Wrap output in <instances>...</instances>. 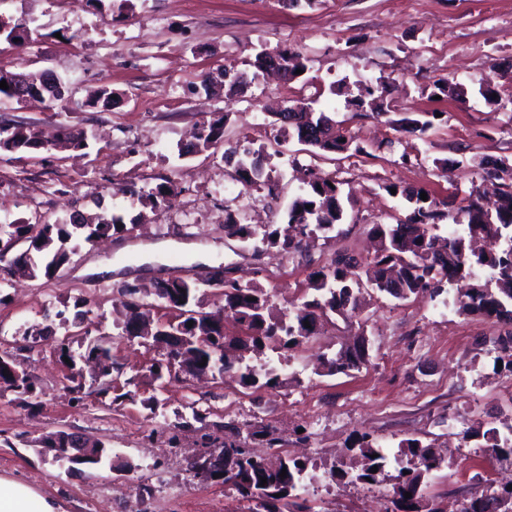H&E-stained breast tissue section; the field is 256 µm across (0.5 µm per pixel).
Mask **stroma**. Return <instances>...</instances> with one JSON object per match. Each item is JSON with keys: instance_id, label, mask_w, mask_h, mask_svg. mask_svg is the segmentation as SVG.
<instances>
[{"instance_id": "stroma-1", "label": "stroma", "mask_w": 512, "mask_h": 512, "mask_svg": "<svg viewBox=\"0 0 512 512\" xmlns=\"http://www.w3.org/2000/svg\"><path fill=\"white\" fill-rule=\"evenodd\" d=\"M0 17L35 19L39 31L15 48L0 40V70L50 72L71 89V103L0 102V123L39 136L64 129L93 135L87 151L0 149V224H37L68 216L75 206L104 208L130 223L129 232L81 247L51 277L18 278L0 269V352L17 356L36 394L21 402L0 393V476L21 481L58 501L62 512H246L228 486L202 481L191 469L194 449L209 439L247 433V447H277L325 471L361 434L394 450L406 439L438 440L446 465L428 495L458 500L480 495L484 478L512 480V460L492 461L484 441L460 434L486 428L512 411V372L496 365L477 337L503 334V323L455 310V287L435 298L374 297L367 320L368 360L360 369L327 375L319 358L352 341L357 325L333 317L300 347L268 353L281 383L253 389L236 380L157 381L149 366L161 351L120 336L114 326L125 286L146 288L144 303L160 317L150 290L158 282L194 279L222 267L254 281L278 309L288 310L308 275L336 251L367 256L369 230L405 217L408 205L385 185L421 188L432 197H466L480 176L476 157L512 159V0H0ZM296 50L306 59L300 78L284 83L256 76L257 54ZM245 74L243 100L227 104L223 89L205 90L202 74ZM384 80L386 115L349 107L337 94ZM489 79L500 102L459 104L434 97L436 83L467 87ZM117 94L111 110L83 109L102 84ZM307 102L364 146L346 158L311 155L283 132L280 104ZM420 112L436 119L424 136L400 133L401 118ZM224 117V143L185 155L182 143L204 121ZM394 148H385V141ZM262 150L265 169L279 184L242 193L225 166L227 146ZM453 160L441 170L439 159ZM340 182L346 218L337 237L310 240L294 254L227 237L226 218L243 224L285 225L286 210L302 193L307 173ZM180 193L172 208L140 214L125 188L151 189L166 180ZM112 266L85 276L89 263ZM82 322H75L76 313ZM55 332L32 335L46 314ZM106 342L118 364L112 389L83 379L82 400L68 390L74 358ZM199 409L189 427L178 416ZM66 431L101 440L121 470L88 465L78 471L40 453L41 440ZM324 512H391V481L336 486L323 496Z\"/></svg>"}]
</instances>
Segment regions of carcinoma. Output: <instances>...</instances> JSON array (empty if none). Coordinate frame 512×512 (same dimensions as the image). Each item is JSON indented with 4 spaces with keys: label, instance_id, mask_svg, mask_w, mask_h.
Listing matches in <instances>:
<instances>
[{
    "label": "carcinoma",
    "instance_id": "cac0c4a2",
    "mask_svg": "<svg viewBox=\"0 0 512 512\" xmlns=\"http://www.w3.org/2000/svg\"><path fill=\"white\" fill-rule=\"evenodd\" d=\"M31 20L22 18L16 23L0 19V39L16 43L21 47L31 34ZM22 77L35 90L32 100L50 108L70 97L69 87L62 81L42 72L20 75L0 71V81H6L9 89L0 88V100L19 101L10 85L14 78ZM246 83L239 77L224 72V96L231 101L244 93ZM438 90L460 103H467L469 97L482 98L488 105L498 104L494 93L496 86L481 82L471 90L462 85L438 86ZM385 86L379 81L360 89V93L350 99L357 109H367L382 116L386 114L384 100ZM114 91L107 86L99 87L88 97L84 106L107 109L112 106ZM296 111L288 113L281 122L288 126V136L309 147V152L362 153L364 148L353 143L340 129L336 121L324 113L315 114L310 107L299 101ZM434 112L419 113L414 117H404L400 127L413 132L426 133L433 127ZM224 142V117L220 116L204 122L198 128L192 141L193 152L201 153ZM22 147V150L36 149L38 140L23 128L0 124V149L9 145ZM60 145L73 149L87 146L86 134L70 130L60 139ZM226 158L236 159L233 177L248 188L263 186L268 194H273L275 184L263 179L262 150L252 156L235 158L236 151L225 152ZM473 167L486 178L499 179L501 184L493 200L485 199L477 189L469 192L464 204H456L450 196L443 200L420 198V189L396 187V194L409 204V213L395 224H375L371 232L377 241L373 258L368 262L359 260L347 251L336 252L335 257L325 266L313 270L308 275V286L287 314L275 311L271 296L260 286L237 279L224 282L217 293L222 309L236 319L243 335L229 338L222 331V321L217 314L202 307L205 289L209 280L201 279L186 283L172 280L156 289V297L163 300L168 296L173 303L187 295L190 302L179 309L174 319L151 323L144 318L141 308L144 303L137 297L138 290L128 288L125 296L122 321L119 323L121 335L142 336L145 343L154 346L166 341L168 336L178 337V347L166 348L164 358L149 367L151 376L161 380L170 375V364L175 357L187 363L185 374H190L194 364L207 362L215 365L219 354H224V366L238 374L244 386L262 388L281 383L278 369L268 363L261 364L265 350L280 347H298L319 333L321 322L335 314L352 318L361 310L364 294L368 291L389 296L397 300L421 297L427 293L434 295L444 291V286L457 281L473 279L476 271L486 269L491 278L482 285H476L457 297V312L480 314L512 324V164L509 159L488 160L481 158ZM131 203L152 212L170 206L178 194V188L171 180L148 191L129 189L122 191ZM288 224L295 227V236L280 237L270 225L239 224L229 220L224 232L229 237L242 241H255L269 248H277L290 254L301 249L303 238L328 234L343 223L345 212L341 202L338 183L312 182L309 188L296 196L288 206ZM453 226L448 235L440 234L442 223ZM128 231L122 217L107 214L102 209L78 213L68 219H57L43 224H8L0 230L6 242L0 245V262H7L15 268V273L46 276L70 260L71 254L84 243L90 244L104 233L114 235ZM29 242L36 253V262L25 256L8 257L12 246L19 240ZM193 325H188V322ZM310 327H305L304 322ZM495 354V361L505 363L512 371V331L497 337V345L488 348ZM88 356L94 361L98 376L103 378L99 394H109L112 381L113 361L110 348L96 344L90 348ZM365 360L364 347L340 349L333 356L324 358L323 369L328 374L348 373L357 370ZM0 366V392L11 391L17 399L27 401L34 392L32 380L24 378L16 381L4 375ZM467 435L482 436L486 440L485 454L495 460L512 458V423H503V428L491 427L485 431L473 428ZM222 446L242 458L232 476L224 479L238 500L255 504L251 512H312L309 499L298 491L306 488L314 480L310 470L315 464L290 458L274 451L272 460L267 462L262 456H252L247 449L234 439H225ZM352 452L363 460L360 468L339 460L329 471V480L339 485L365 484L377 482L378 474L392 465L397 471L392 485V503L396 512H447L441 498H429L425 489L430 475L441 469L444 460L436 453L435 444H424L419 439L400 442L397 451L386 453L376 446L369 436H361ZM377 472H371L372 467ZM285 477H280L281 471ZM266 479L265 488L270 494L259 501L254 491L260 489L261 479ZM412 497H405V493ZM461 512H512V490L503 488L492 497H476L462 506Z\"/></svg>",
    "mask_w": 512,
    "mask_h": 512
}]
</instances>
